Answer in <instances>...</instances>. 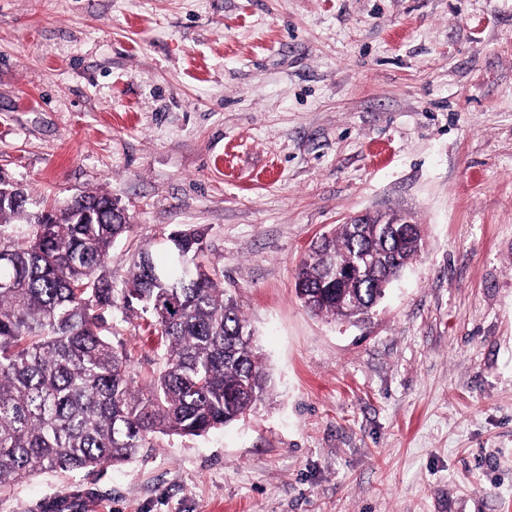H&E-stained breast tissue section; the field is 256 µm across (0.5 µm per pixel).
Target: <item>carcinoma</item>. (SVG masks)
<instances>
[{
  "mask_svg": "<svg viewBox=\"0 0 512 512\" xmlns=\"http://www.w3.org/2000/svg\"><path fill=\"white\" fill-rule=\"evenodd\" d=\"M381 219L339 224L312 243L295 281L310 313L366 321L420 252V232ZM20 221L33 225L24 238L13 235ZM131 228L106 193L38 214L0 195V492L46 471L121 465L155 433L201 436L243 422L268 395L249 323L205 262L206 230L164 235L189 271L160 268L146 245L115 289L107 257ZM363 255L373 265L354 267ZM136 304L167 344L137 386L131 353L104 316Z\"/></svg>",
  "mask_w": 512,
  "mask_h": 512,
  "instance_id": "cac0c4a2",
  "label": "carcinoma"
}]
</instances>
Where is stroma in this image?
Here are the masks:
<instances>
[{"label": "stroma", "mask_w": 512, "mask_h": 512, "mask_svg": "<svg viewBox=\"0 0 512 512\" xmlns=\"http://www.w3.org/2000/svg\"><path fill=\"white\" fill-rule=\"evenodd\" d=\"M0 175L31 212L117 200L116 288L206 227L272 376L245 422L0 512H512V0H0ZM375 210L423 251L365 323L310 315L311 241Z\"/></svg>", "instance_id": "obj_1"}]
</instances>
